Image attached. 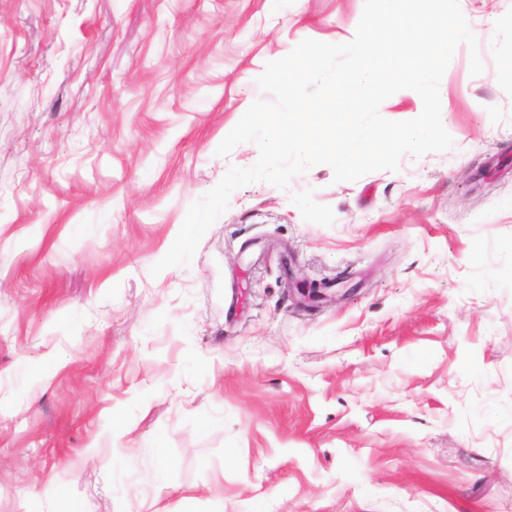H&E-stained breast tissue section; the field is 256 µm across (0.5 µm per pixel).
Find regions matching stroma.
I'll return each instance as SVG.
<instances>
[{"instance_id":"stroma-1","label":"stroma","mask_w":512,"mask_h":512,"mask_svg":"<svg viewBox=\"0 0 512 512\" xmlns=\"http://www.w3.org/2000/svg\"><path fill=\"white\" fill-rule=\"evenodd\" d=\"M459 4L452 149L242 186L154 277L364 0H0V512H512V0ZM286 251L352 294L298 306Z\"/></svg>"}]
</instances>
